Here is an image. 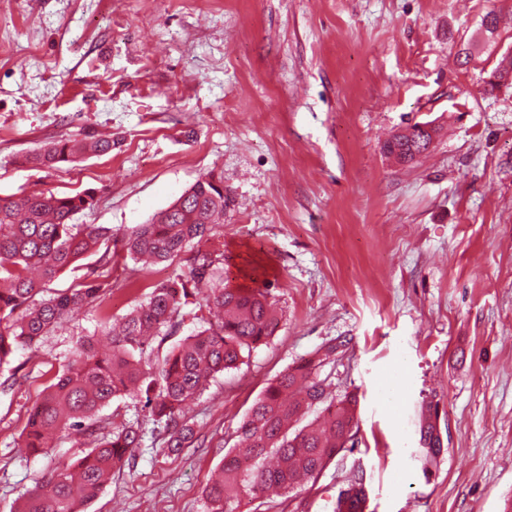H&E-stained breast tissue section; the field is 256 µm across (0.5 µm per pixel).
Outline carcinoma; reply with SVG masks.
Here are the masks:
<instances>
[{
	"label": "carcinoma",
	"instance_id": "obj_1",
	"mask_svg": "<svg viewBox=\"0 0 512 512\" xmlns=\"http://www.w3.org/2000/svg\"><path fill=\"white\" fill-rule=\"evenodd\" d=\"M509 78L512 60H503L483 79L484 91L494 92ZM432 143L430 135L396 133L384 151L399 163H410L412 148L426 151ZM111 149L109 139L68 138L26 155L25 161L52 167ZM218 184L223 181L213 174L197 180L185 190L188 197L181 206L169 205L119 238L95 224L72 223L74 215L94 207L95 193L89 189L63 196L21 192L0 201V365L33 349L76 310L101 298L103 283L95 279L47 294L46 285L88 255L98 252L99 262L109 265L122 253L135 263L155 266L191 253L187 270L154 283L143 302L120 322L104 327L112 337L110 352H101L91 336L76 338L71 359L31 407L22 439L37 454L69 435L88 437L95 444L75 463L50 472L46 485L22 494L13 512H82L113 470L130 465L145 432L137 419L110 423L100 417L115 400L137 399L163 430L168 451L192 442L185 406L216 375L238 367L244 354L275 335L281 315L264 283L254 278L252 288H230L224 279V253L212 245L215 229L224 223V194L216 189ZM196 297L219 310L220 318L165 354H155L154 344L162 345L173 335L181 309ZM347 345V339L327 345L283 371L253 402L220 475L205 487L208 512H239L243 499L261 498L271 488L293 501L303 489L315 488L337 456L355 448L358 398L330 396L327 379L320 377V368ZM317 406L320 415L303 422ZM438 406L430 401L420 408L418 433L427 464L443 451ZM367 500L366 473L354 466L338 490L333 512H364Z\"/></svg>",
	"mask_w": 512,
	"mask_h": 512
}]
</instances>
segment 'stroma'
<instances>
[{
  "label": "stroma",
  "mask_w": 512,
  "mask_h": 512,
  "mask_svg": "<svg viewBox=\"0 0 512 512\" xmlns=\"http://www.w3.org/2000/svg\"><path fill=\"white\" fill-rule=\"evenodd\" d=\"M506 54L512 0H0V199L89 189L97 203L74 223L119 233L219 176L224 276L245 287L261 267L282 316L194 401L189 446L144 442L85 512H207L203 490L252 402L339 337L350 344L321 374L332 394H358V445L307 512H331L354 465L365 512H512V86L483 91ZM425 122L440 132L415 163L384 156ZM93 132L111 152L23 162ZM169 274L92 256L53 282L97 278L105 296L0 367V512L91 445L35 455L20 438L74 337L101 336ZM426 401L444 441L428 468Z\"/></svg>",
  "instance_id": "35a3bbf8"
}]
</instances>
